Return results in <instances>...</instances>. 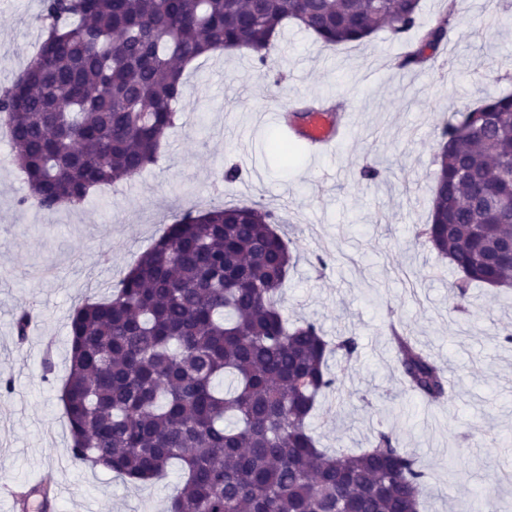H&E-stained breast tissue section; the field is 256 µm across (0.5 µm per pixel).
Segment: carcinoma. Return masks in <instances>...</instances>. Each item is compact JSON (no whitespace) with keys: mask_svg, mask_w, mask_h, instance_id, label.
Wrapping results in <instances>:
<instances>
[{"mask_svg":"<svg viewBox=\"0 0 512 512\" xmlns=\"http://www.w3.org/2000/svg\"><path fill=\"white\" fill-rule=\"evenodd\" d=\"M456 0L401 66L447 40ZM420 0H42L47 35L11 87L0 125L28 193L19 205L78 207L93 190L155 165L175 127L186 67L229 48L261 66L288 22L326 47L379 30L413 31ZM431 222L415 228L472 285L512 289V93L455 113L439 134ZM505 177L486 179L491 167ZM275 216L256 204L180 215L111 288L69 319L60 394L73 461L129 483L181 464L167 512H420L427 474L415 453L379 432L356 453L319 448L310 420L342 389L328 367L349 360L352 336L332 342L315 321L288 324L280 303L292 265ZM32 311L14 319L28 336ZM402 375L431 403L448 397L430 355L392 330Z\"/></svg>","mask_w":512,"mask_h":512,"instance_id":"obj_1","label":"carcinoma"}]
</instances>
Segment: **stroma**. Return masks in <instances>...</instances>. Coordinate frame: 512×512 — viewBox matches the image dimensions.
Returning <instances> with one entry per match:
<instances>
[{"label": "stroma", "mask_w": 512, "mask_h": 512, "mask_svg": "<svg viewBox=\"0 0 512 512\" xmlns=\"http://www.w3.org/2000/svg\"><path fill=\"white\" fill-rule=\"evenodd\" d=\"M40 0H0V89L10 86L43 40ZM416 34L380 30L330 50L288 24L267 67L249 53L200 60L184 79L179 121L154 166L102 188L81 207L43 212L19 206L27 192L0 150V512H29L27 494L47 486L48 512H165L178 467L144 485L75 466L59 400L67 375L69 318L111 286L166 224L217 203H256L283 221L295 263L283 288L291 321L313 320L325 336H353L342 375L344 400L322 399L312 427L324 448H363L378 432L414 451L428 474L423 512H456L496 494L512 512V294L471 289L453 306L447 259L415 240L430 220L440 129L456 111L512 92V0L484 10L460 0L448 39L420 66H400ZM314 99L336 104L346 138L331 158L300 152L282 161L268 148L266 105ZM240 179L223 182L225 168ZM380 170L366 181L363 167ZM36 322L18 340L15 315ZM398 321L449 379L447 401L411 394L389 329Z\"/></svg>", "instance_id": "1"}]
</instances>
